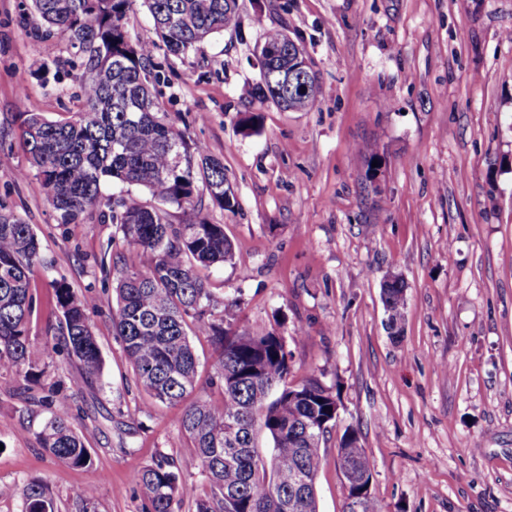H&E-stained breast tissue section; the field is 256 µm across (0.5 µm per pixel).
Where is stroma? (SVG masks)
<instances>
[{
	"mask_svg": "<svg viewBox=\"0 0 512 512\" xmlns=\"http://www.w3.org/2000/svg\"><path fill=\"white\" fill-rule=\"evenodd\" d=\"M271 28L309 56L319 93L307 111L262 97L255 48ZM68 56L22 21L21 0H0L6 140L16 113L78 111L74 75L50 70ZM150 70L163 110L223 161L237 200L211 211L235 260L199 276L233 303L235 328L288 336L292 381L314 374L338 395L319 512L343 510L336 453L348 428L373 462L382 512H512V0H238L236 25L203 53L158 48ZM27 167L20 148L0 149V206L42 246L29 334L52 338L50 283L65 279L93 299L103 369L87 380L55 354L24 391L0 378V512H22L33 479L56 512H83L71 492L85 485L97 512H143L138 473L166 456L200 484L194 450L179 410L148 404L113 332L99 261L124 251L120 234L95 219L57 223L41 181L21 177ZM390 273L407 285L397 336L381 297ZM51 387L91 465L41 447Z\"/></svg>",
	"mask_w": 512,
	"mask_h": 512,
	"instance_id": "stroma-1",
	"label": "stroma"
}]
</instances>
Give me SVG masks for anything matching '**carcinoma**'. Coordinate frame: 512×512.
<instances>
[{"instance_id":"cac0c4a2","label":"carcinoma","mask_w":512,"mask_h":512,"mask_svg":"<svg viewBox=\"0 0 512 512\" xmlns=\"http://www.w3.org/2000/svg\"><path fill=\"white\" fill-rule=\"evenodd\" d=\"M136 0H30L26 10L47 37L65 40L80 68V109L50 120L21 113L18 137L30 170L47 191L60 224H79L93 216L116 225L126 244L118 261L102 256L101 267L116 275L112 328L122 342L137 384L150 402L181 407V428L198 460L201 488H187L172 458L143 468L137 485L144 512H179L191 493L193 512H319L315 478L320 443L336 425L337 395L320 378L299 383L292 373L285 337L275 331H238L229 306L215 313L216 301L199 266L232 262L234 250L224 225L209 208L231 209L235 195L226 185L224 164L199 143H191L183 123L159 116L147 63L161 45L174 56L203 49L212 35L236 24L238 0H142L158 41L130 43L126 25ZM263 98L285 110L302 112L317 101L316 79L288 82V99L279 101L269 84ZM108 183L142 187L151 199L103 193ZM168 205L188 206L185 224L169 221ZM40 247L31 225L0 207V376L31 381L36 363L51 354L79 362L90 377L103 360L89 322L88 297H78L63 279L51 282L62 313L56 342L38 344L28 332L34 312L31 266ZM382 301L396 327L405 304V283L389 274ZM205 336L217 355L211 385L218 396L186 401L196 389L198 361L190 337ZM40 403L50 416L37 433L55 458L74 466L91 455L73 427L68 410L53 396ZM271 442L265 455L257 443ZM348 483L343 512H381L374 495L356 496L373 463L355 431L341 436L338 452ZM307 482L296 488L295 477ZM23 512H43L54 503L48 487L32 479L22 491ZM73 496L95 512L97 491L77 488Z\"/></svg>"}]
</instances>
